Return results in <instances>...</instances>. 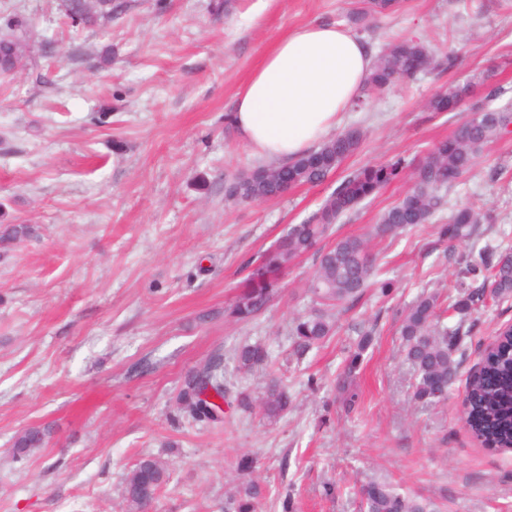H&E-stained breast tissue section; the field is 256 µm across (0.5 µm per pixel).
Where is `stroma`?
<instances>
[{"label": "stroma", "instance_id": "stroma-1", "mask_svg": "<svg viewBox=\"0 0 512 512\" xmlns=\"http://www.w3.org/2000/svg\"><path fill=\"white\" fill-rule=\"evenodd\" d=\"M118 0L110 23L69 26L62 0H0L27 24L33 52L0 79V208L35 235L0 253V512H126L123 482L144 455L171 478L152 512H224L250 455L258 512H361L359 490L384 478L441 512H512V450L482 445L464 422L466 379L512 299L473 311L477 326L447 400L412 399L401 314L421 292L457 296L462 261L487 241L512 247V133L489 143L447 206L492 211L463 244L423 224L370 247L390 297L366 291L305 355L290 337L311 305L316 257L295 260L268 309L225 317L245 262L300 223L352 171L403 156L420 162L462 113L427 111L443 87L479 80L469 106L504 87L512 103V0H401L363 39L373 52L414 39L434 68L344 112L365 140L324 185L263 202L228 199L261 160L228 119L246 79L288 30L347 25L361 0ZM400 181L343 216L337 236L362 235L407 189ZM372 333L346 411L336 379L348 350ZM267 366L238 370L244 343ZM224 368V419L198 421L178 394L188 371ZM294 407L268 423L257 404L271 379ZM251 408H243L241 398ZM32 425L47 443L23 456ZM49 426H31L19 432L13 442V448L17 455H25L35 448H41L51 435Z\"/></svg>", "mask_w": 512, "mask_h": 512}]
</instances>
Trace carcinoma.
<instances>
[{"mask_svg":"<svg viewBox=\"0 0 512 512\" xmlns=\"http://www.w3.org/2000/svg\"><path fill=\"white\" fill-rule=\"evenodd\" d=\"M399 4L400 0H363L362 10L350 15L348 21L366 27L375 16L390 13ZM115 8L113 0H66L67 19L73 27L91 23L98 17L110 19ZM30 53L25 23L16 16L7 18L0 29V75H11L16 70V61L27 60ZM432 61V51L421 42L412 39L393 42L374 59L367 91L383 93L428 69ZM472 84L473 81L466 80L435 92L427 103L428 110L438 113L456 110L470 93ZM504 92L503 88L493 90L485 111L468 113L453 135L431 147L424 161L414 168L411 187L381 214L379 223L369 234L340 238L333 246L318 252L316 269L308 285L315 306L295 317L291 324L296 354L303 355L333 334V309L355 305L370 287L378 289L382 296L389 295L393 283L375 279L369 239L399 237L410 227L431 223L445 205L442 191L454 187L471 173L486 145L507 131L512 122V109L507 105H493ZM364 135L363 128L352 126L289 165H259L237 177L227 188V195L234 200L260 202L279 198L297 186L319 185L358 151ZM408 167L405 160L398 158L361 167L344 177L315 212L302 223L290 225L273 246L246 263V275L225 309L227 316L238 322L255 319L276 293L277 277L295 259L314 250L342 216L402 179ZM491 221V215L462 205L452 210L448 222L439 225L437 231L440 237L450 241H466L473 237L478 225ZM0 225L3 226L0 246L5 249L34 233L32 225L6 222L2 214ZM495 250L496 246L486 245L460 271L477 286L466 288L449 305L459 315L454 325L445 323L447 316L435 293L419 294L402 316L400 333L404 360L413 376V399L423 405L443 402L455 382L460 357L468 350L475 327L473 323L465 325V318L484 304L488 296L499 301L512 298V248L493 262L491 255ZM370 341L369 335H364L350 352L337 380L341 403L348 408L356 405V375ZM268 359L269 353L261 344H246L236 353L238 368L243 371L261 367ZM179 401L182 409L194 418L220 420V403L224 402V374L220 366L207 365L189 372ZM292 406L288 385L280 379L272 380L260 402L263 415L273 421L288 413ZM465 423L486 445L512 448V324L498 329L496 346L485 352L479 373L469 378ZM50 435L48 426L28 427L15 436L14 451L19 456L25 455L42 447ZM169 478V469L162 461L150 455L140 457L125 478L128 512H142L152 505ZM257 495V486L249 482L244 496L231 498L230 505L236 512H254ZM362 499L365 512H436L431 501L403 494L385 480L365 485Z\"/></svg>","mask_w":512,"mask_h":512,"instance_id":"obj_1","label":"carcinoma"}]
</instances>
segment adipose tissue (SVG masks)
Here are the masks:
<instances>
[{"instance_id":"adipose-tissue-1","label":"adipose tissue","mask_w":512,"mask_h":512,"mask_svg":"<svg viewBox=\"0 0 512 512\" xmlns=\"http://www.w3.org/2000/svg\"><path fill=\"white\" fill-rule=\"evenodd\" d=\"M372 64L370 47L351 29L315 22L290 31L238 93L232 125L253 154L290 164L332 137L362 98Z\"/></svg>"}]
</instances>
